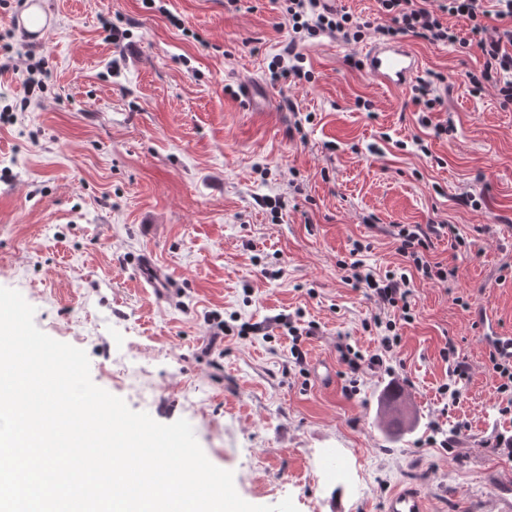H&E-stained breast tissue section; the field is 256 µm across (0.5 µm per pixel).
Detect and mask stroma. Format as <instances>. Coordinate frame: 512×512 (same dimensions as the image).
Segmentation results:
<instances>
[{
  "instance_id": "stroma-1",
  "label": "stroma",
  "mask_w": 512,
  "mask_h": 512,
  "mask_svg": "<svg viewBox=\"0 0 512 512\" xmlns=\"http://www.w3.org/2000/svg\"><path fill=\"white\" fill-rule=\"evenodd\" d=\"M44 6L48 35L34 44L13 24L22 8L0 0V48L16 62L0 74V108H13L0 120V287L23 295L45 334L86 351L97 386L157 422L186 419L251 504L289 496L298 512H385L395 489L413 488L427 512H498L512 455L490 442L512 435V418L499 412L488 337L512 336V104L471 91L478 52L407 40L423 78H445L430 119L455 129L437 138L411 89L349 67L370 35L305 39L314 82L271 83L288 38L273 0ZM106 18L125 39L108 40ZM31 52L51 76L29 97ZM463 193L476 207L458 204ZM432 219L463 238L430 252L450 277H414L416 318L389 370L346 394L338 344L370 354L378 343L376 306L340 264L358 240L367 265L400 266L383 227ZM146 253L175 296L138 283ZM298 310L318 325L305 367L282 333L210 341L229 316ZM449 341L472 368L452 407L438 392ZM395 387L408 397L399 434L383 423ZM460 422L468 439L441 448Z\"/></svg>"
}]
</instances>
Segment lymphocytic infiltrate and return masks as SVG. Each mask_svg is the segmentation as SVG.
<instances>
[{"label": "lymphocytic infiltrate", "mask_w": 512, "mask_h": 512, "mask_svg": "<svg viewBox=\"0 0 512 512\" xmlns=\"http://www.w3.org/2000/svg\"><path fill=\"white\" fill-rule=\"evenodd\" d=\"M287 17L292 37L281 53L271 60L268 71L271 82H308L312 71L304 67V57L297 50L299 34L316 37L327 34L348 43L362 42L366 35L381 40L411 36L433 45L450 44L462 48L477 47L482 64L469 73L474 91L485 87L495 89L503 103H512V0H446L430 7L427 0H379L387 23L358 21L350 13L328 5L327 0H275ZM462 16L470 22L468 37L457 35L447 19ZM453 225L397 224L391 232L396 250L405 261L403 267L377 273L367 267L362 244H354L352 259L344 263L354 287L365 289L368 299L381 309L373 324L379 329V348L365 355L347 350L342 360L351 374L367 369L385 368L401 341L400 329L414 318L412 307L413 277L446 281L448 271L441 263L430 261L429 252L435 239L454 233Z\"/></svg>", "instance_id": "obj_1"}]
</instances>
